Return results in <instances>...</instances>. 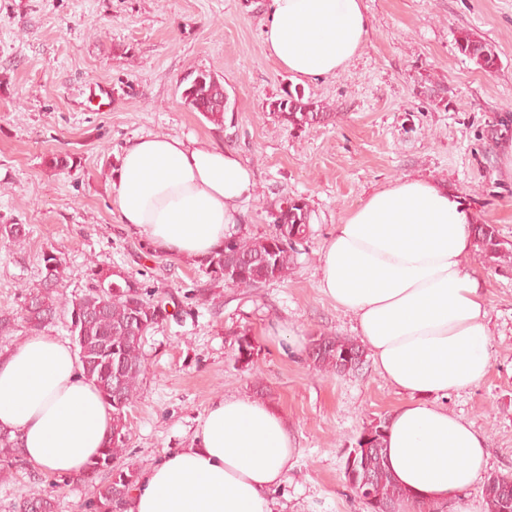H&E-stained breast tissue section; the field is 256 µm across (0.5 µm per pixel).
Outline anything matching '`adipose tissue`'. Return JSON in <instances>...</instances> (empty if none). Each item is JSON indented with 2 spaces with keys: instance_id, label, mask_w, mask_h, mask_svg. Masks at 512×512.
<instances>
[{
  "instance_id": "1",
  "label": "adipose tissue",
  "mask_w": 512,
  "mask_h": 512,
  "mask_svg": "<svg viewBox=\"0 0 512 512\" xmlns=\"http://www.w3.org/2000/svg\"><path fill=\"white\" fill-rule=\"evenodd\" d=\"M363 0H269L268 57L295 78L344 69L365 46ZM232 149L178 136L131 141L113 172L120 223L153 251L203 259L254 193ZM473 217L437 182L409 178L376 192L325 240L323 293L355 320L379 373L406 401L389 418L397 482L439 505L483 476L486 438L444 406L490 366L488 300L468 269ZM0 430L48 474L82 471L112 431V409L80 373L68 341L39 333L0 350ZM296 463L282 415L247 396L214 399L191 444L149 467L120 512H274Z\"/></svg>"
}]
</instances>
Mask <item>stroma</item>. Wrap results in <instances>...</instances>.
I'll return each mask as SVG.
<instances>
[{"mask_svg":"<svg viewBox=\"0 0 512 512\" xmlns=\"http://www.w3.org/2000/svg\"><path fill=\"white\" fill-rule=\"evenodd\" d=\"M266 4L0 0V223L29 230L23 244L0 245V310H19L21 286L38 283L50 251L67 266V295L84 293L93 259L184 296L146 340L125 464L141 472L188 447L214 398L251 397L261 384L296 448L276 512H363L344 476L347 450L364 423L390 416L403 397L373 362L338 377L306 360L312 336L355 334L352 317L319 288L323 243L369 195L407 177L448 185L476 221L512 241V178L497 143L480 138L494 113L512 112V0H366L364 49L316 81L293 78L267 57ZM463 30L494 47L497 69L482 72L457 51ZM197 71L224 84L232 109L223 125L181 99L183 78ZM97 82L111 87L110 106L88 101ZM287 90L318 101L331 119L302 132L281 125L267 104ZM147 134L236 150L256 183L242 216L252 235L269 232L279 200L306 199L313 234L288 278L247 293L225 288L206 305L190 298L209 285L199 262L154 253L113 212L112 172L124 147ZM55 155L68 157L69 171L49 169ZM468 266L489 301L491 362L447 406L485 434L488 473L512 475V266L475 256ZM232 329L254 338L253 366L235 365ZM53 480L31 467L0 481V512Z\"/></svg>","mask_w":512,"mask_h":512,"instance_id":"stroma-1","label":"stroma"}]
</instances>
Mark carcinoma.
Returning a JSON list of instances; mask_svg holds the SVG:
<instances>
[{
    "mask_svg": "<svg viewBox=\"0 0 512 512\" xmlns=\"http://www.w3.org/2000/svg\"><path fill=\"white\" fill-rule=\"evenodd\" d=\"M458 52L475 65L491 72L498 67V55L492 46L472 32L456 37ZM181 97L191 110L208 121L224 124L229 109L224 85L206 72L197 73L182 90ZM269 109L286 127L304 130L327 118L320 104L299 93L286 91L269 103ZM512 131V113L493 117L482 137L496 140ZM270 232L255 237L239 229L232 231L224 243L201 261L211 284L228 288L255 290L288 275L298 255V246L307 241L311 230V210L299 198H290L271 212ZM478 257L488 263H512V241L501 237L494 224L471 225ZM27 236L26 225L0 224V242L16 244ZM61 258L45 252L41 262V280L34 289L21 292L20 314L0 311V332L7 333L22 320L33 332H40L58 320H65L67 330L78 348V366L83 377L92 383L103 400L112 407V433L98 455L91 459L82 474L62 476L66 486L96 484L93 497L85 504L87 512H117L137 481V472L122 464L131 435L127 409L138 398L140 383L146 372L143 347L146 337L169 318L167 306L178 305L179 295L162 296L148 290L134 276L110 266L88 261L84 275L88 289L81 295L67 297L58 288L64 278ZM234 363L247 367L254 362L256 346L248 331L234 333ZM365 351L355 339L317 334L311 337L307 357L320 371L346 376L355 368L343 367L348 352ZM388 418L378 417L365 424L352 449L357 451L356 465L369 483L348 482L362 500L365 512H374L367 499L384 503L390 512L402 504L420 506L416 496L394 478L386 458L384 441ZM27 462L20 454L18 439L0 432V478L9 479ZM103 472L109 480L98 481ZM486 512H512V477L490 474L483 483ZM59 503L50 490H40L23 498L16 512H58Z\"/></svg>",
    "mask_w": 512,
    "mask_h": 512,
    "instance_id": "cac0c4a2",
    "label": "carcinoma"
}]
</instances>
